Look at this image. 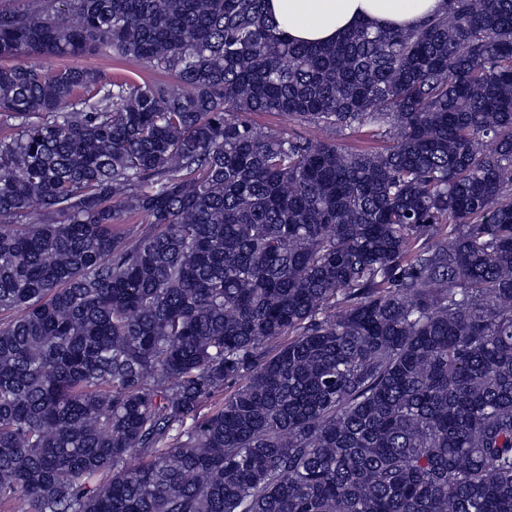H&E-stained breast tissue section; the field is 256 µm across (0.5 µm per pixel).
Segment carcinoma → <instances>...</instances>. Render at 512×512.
<instances>
[{"mask_svg": "<svg viewBox=\"0 0 512 512\" xmlns=\"http://www.w3.org/2000/svg\"><path fill=\"white\" fill-rule=\"evenodd\" d=\"M0 126V512H512V0L0 9ZM444 0H269L267 11L289 39L304 44L335 41L362 25L373 30L409 28L439 14ZM53 65L96 68L108 77H122L139 84L165 83L170 86L175 85L174 78L169 74L153 70L135 61L117 60L100 55L55 59ZM252 122L263 130H285L288 134L303 139H325L330 135L304 122L288 120L274 113H255L250 116Z\"/></svg>", "mask_w": 512, "mask_h": 512, "instance_id": "obj_1", "label": "carcinoma"}]
</instances>
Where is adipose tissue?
<instances>
[{"instance_id":"adipose-tissue-1","label":"adipose tissue","mask_w":512,"mask_h":512,"mask_svg":"<svg viewBox=\"0 0 512 512\" xmlns=\"http://www.w3.org/2000/svg\"><path fill=\"white\" fill-rule=\"evenodd\" d=\"M444 0H267L266 8L289 39L304 44L335 41L366 25L409 28L439 14Z\"/></svg>"}]
</instances>
